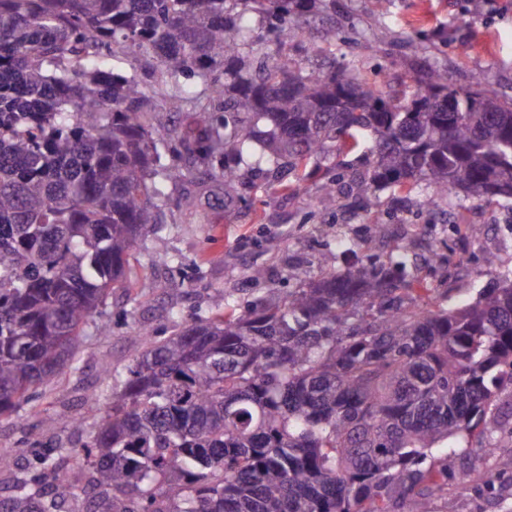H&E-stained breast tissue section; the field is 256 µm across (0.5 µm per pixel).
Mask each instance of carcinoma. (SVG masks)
<instances>
[{
    "instance_id": "cac0c4a2",
    "label": "carcinoma",
    "mask_w": 512,
    "mask_h": 512,
    "mask_svg": "<svg viewBox=\"0 0 512 512\" xmlns=\"http://www.w3.org/2000/svg\"><path fill=\"white\" fill-rule=\"evenodd\" d=\"M316 0H0V416L74 361L109 291L161 231L171 186L223 164L225 201L245 178L295 192L310 160L375 136L360 194L413 192L441 207L453 188L512 200V101L478 81L386 99L353 69L304 70L288 57L295 19ZM256 18L261 32L244 23ZM155 61V91L111 55ZM199 108L160 137L159 101ZM369 262L224 309L156 340L114 375L86 442L40 459L52 484L0 512H431L460 480L434 452L477 436L512 384V280L462 306ZM89 467L82 483L71 472Z\"/></svg>"
}]
</instances>
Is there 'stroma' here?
<instances>
[{
    "mask_svg": "<svg viewBox=\"0 0 512 512\" xmlns=\"http://www.w3.org/2000/svg\"><path fill=\"white\" fill-rule=\"evenodd\" d=\"M297 28L288 52L304 68H356L386 97L417 88L430 70L441 69L450 86H467L477 76L489 95L512 98V0H336L335 8L300 18ZM329 29L336 38L327 42ZM412 39L424 52L408 49ZM312 165L317 177L300 182L291 196L258 179L238 186L239 200L228 206L223 182L206 171L191 187L196 209L164 206L163 232L135 253L131 289L111 291L100 308L107 330L85 326L77 369H64L39 388L18 414L0 417V455L14 462L0 471L1 491L35 492L33 477L45 449L79 444L82 436L71 421L91 427L101 419L102 408L89 396L107 398L110 369L131 363L142 331L165 338L223 307L225 298L250 304L287 293L298 285L295 267L316 280L370 258L388 261L403 243L414 256H425L431 245L447 257L448 279L439 291L451 307L472 301L486 286L487 255L497 257L499 272H512L511 201L465 200L453 189L451 206L430 211L416 192L383 189L367 199L358 196L350 175L364 169L361 154L318 157ZM323 175L337 180L335 206L320 202ZM252 266L264 269L263 279L247 278ZM45 407L60 418L54 429L42 427L36 416ZM498 459L486 456L470 478L472 492L461 494L454 484L439 491L433 512H512V479L483 488Z\"/></svg>",
    "mask_w": 512,
    "mask_h": 512,
    "instance_id": "1",
    "label": "stroma"
}]
</instances>
